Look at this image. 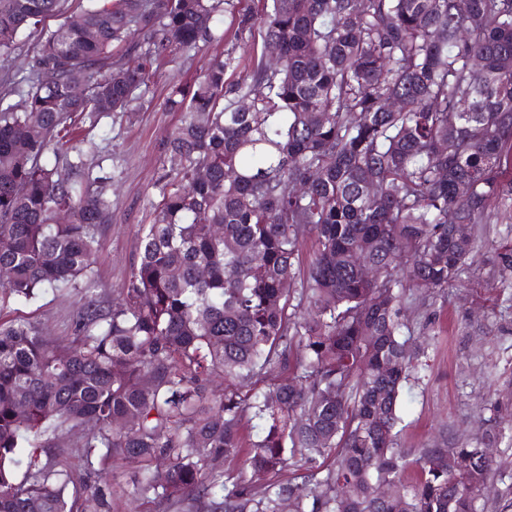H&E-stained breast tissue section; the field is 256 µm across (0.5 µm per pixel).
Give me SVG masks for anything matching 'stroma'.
I'll use <instances>...</instances> for the list:
<instances>
[{
    "mask_svg": "<svg viewBox=\"0 0 512 512\" xmlns=\"http://www.w3.org/2000/svg\"><path fill=\"white\" fill-rule=\"evenodd\" d=\"M220 44L202 47L160 69L137 112L115 114L85 132V172L112 177V221L100 225L94 292L106 300L125 281L140 250L142 225L161 201L156 183L176 164L162 142L179 116L166 106L172 84L204 69ZM84 301L80 288H50L6 309L5 319L38 324L58 340L72 334ZM403 336L417 356L403 391L397 442L407 463L448 441L492 440L494 464L475 512H512V280H502L477 253L446 289H430L403 308Z\"/></svg>",
    "mask_w": 512,
    "mask_h": 512,
    "instance_id": "35a3bbf8",
    "label": "stroma"
}]
</instances>
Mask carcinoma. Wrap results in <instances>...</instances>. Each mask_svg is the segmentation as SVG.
<instances>
[{"label": "carcinoma", "instance_id": "1", "mask_svg": "<svg viewBox=\"0 0 512 512\" xmlns=\"http://www.w3.org/2000/svg\"><path fill=\"white\" fill-rule=\"evenodd\" d=\"M66 4L0 0L1 58L42 32L28 67L0 74V314L88 292L67 344L0 318V512H113L118 461L138 463L148 512H474L481 441L422 449L403 482L400 313L408 292L452 284L491 204L512 200V0H86L77 22ZM229 9L231 36L216 26ZM257 39L277 68L259 58L230 83L233 46L172 89L178 168L104 303L110 179L83 177L64 134L135 111L178 54ZM491 250L512 275V246ZM90 422L74 466L56 433Z\"/></svg>", "mask_w": 512, "mask_h": 512}]
</instances>
